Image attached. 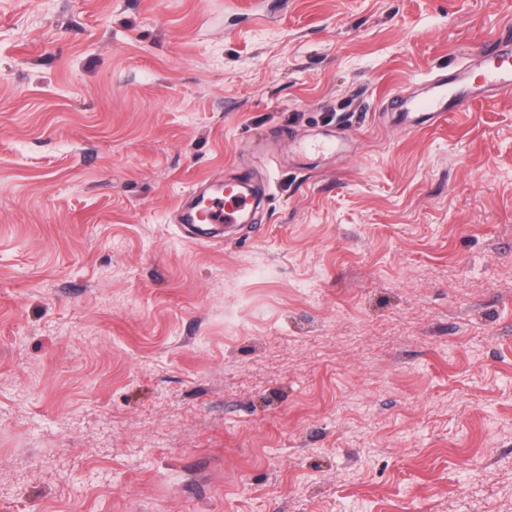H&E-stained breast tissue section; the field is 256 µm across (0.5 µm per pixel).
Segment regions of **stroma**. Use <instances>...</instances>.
<instances>
[{
  "instance_id": "obj_1",
  "label": "stroma",
  "mask_w": 512,
  "mask_h": 512,
  "mask_svg": "<svg viewBox=\"0 0 512 512\" xmlns=\"http://www.w3.org/2000/svg\"><path fill=\"white\" fill-rule=\"evenodd\" d=\"M511 15L0 0V512H512V94L388 105ZM210 183L214 187L211 194L202 195L208 202L205 224H234L240 221L242 215L248 211V207L237 211L232 203L238 196L232 193L229 186L225 187L224 196L223 180H214Z\"/></svg>"
}]
</instances>
